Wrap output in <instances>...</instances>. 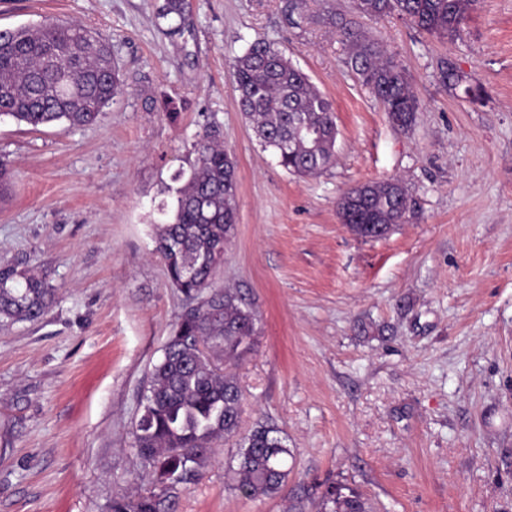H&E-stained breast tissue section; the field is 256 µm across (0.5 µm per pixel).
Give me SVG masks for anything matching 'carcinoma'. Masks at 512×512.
Masks as SVG:
<instances>
[{"label":"carcinoma","instance_id":"1","mask_svg":"<svg viewBox=\"0 0 512 512\" xmlns=\"http://www.w3.org/2000/svg\"><path fill=\"white\" fill-rule=\"evenodd\" d=\"M476 0H357L370 17L398 14L422 32L452 40ZM349 64L381 103L389 122L408 130L419 102L396 58L366 35L343 29ZM233 78L240 112L280 166L315 176L334 161V108L308 75L263 39L236 57ZM122 86L109 42L79 25H22L0 32V116L33 128L96 121ZM236 160L206 134L186 182L176 191L171 221L157 225L156 250L172 287L186 305L162 359L153 366L134 445L150 488L112 499L111 512H177L180 490L196 483L212 462V445L236 439L227 474L250 499L274 497L288 481L291 451L269 426L238 436L242 392L221 365H234L259 335L256 312L231 288L215 285L217 268L237 223ZM409 200L399 179L362 184L345 193L338 215L357 236L370 224L407 221ZM55 293L44 275L0 268V322L42 318ZM316 512H373L369 500L345 484L326 487Z\"/></svg>","mask_w":512,"mask_h":512}]
</instances>
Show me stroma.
Wrapping results in <instances>:
<instances>
[{"instance_id":"35a3bbf8","label":"stroma","mask_w":512,"mask_h":512,"mask_svg":"<svg viewBox=\"0 0 512 512\" xmlns=\"http://www.w3.org/2000/svg\"><path fill=\"white\" fill-rule=\"evenodd\" d=\"M0 0V30L79 23L109 41L123 90L86 126L0 117V267L46 276L35 322L0 323V512H107L148 488L133 446L151 369L183 305L156 251L161 204L204 130L237 162L238 221L215 283L257 312L232 372L241 432L274 427L292 471L247 499L216 441L178 512H311L345 483L376 512H512V0H477L456 38L355 0ZM405 66L411 130L349 65L338 23ZM258 38L333 103L336 160L302 178L262 148L232 64ZM463 75L465 88L442 73ZM402 179L410 212L364 239L337 203Z\"/></svg>"}]
</instances>
